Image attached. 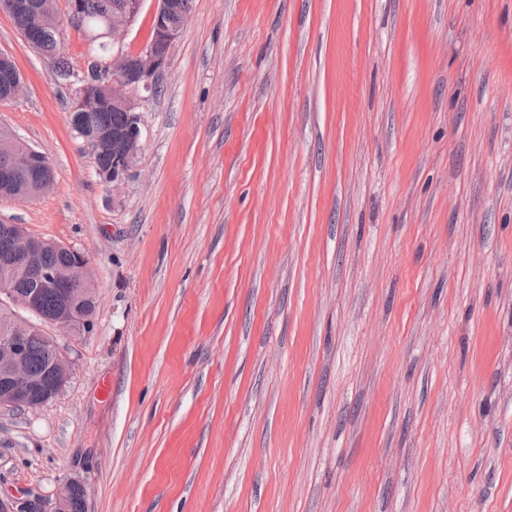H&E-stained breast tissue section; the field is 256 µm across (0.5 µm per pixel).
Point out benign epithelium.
<instances>
[{"instance_id": "benign-epithelium-1", "label": "benign epithelium", "mask_w": 512, "mask_h": 512, "mask_svg": "<svg viewBox=\"0 0 512 512\" xmlns=\"http://www.w3.org/2000/svg\"><path fill=\"white\" fill-rule=\"evenodd\" d=\"M153 36L139 51L124 50L123 41L140 13L144 0L136 7L116 5L107 22L105 37L110 39L111 52L104 58L89 55L99 68L100 87L108 92L112 106L129 113V124L117 135H112V172L103 175L107 183H118L137 164L142 150V102L153 96L156 79L166 67L174 42L180 30L170 22L179 10L178 0H154ZM56 0H40L32 9L26 0H0V11L12 16L34 11L54 13ZM74 87L75 100L83 112L96 105L94 93L87 84ZM145 93L135 100L130 91ZM0 196H9L11 176L16 171L35 169L49 164L47 157L19 142L14 135L0 143ZM0 310L10 318L9 328L0 334V407H24L37 410L52 401L63 389L71 373V362L66 354L53 346V356L41 371L30 367L27 360V340L43 332V325L51 324L69 332L87 328V317L81 312L79 299L68 300L53 316H45L39 307L45 288H60L66 292L77 284L93 285L91 262L84 253L65 244L31 235L24 225L0 220ZM64 252L63 262L42 266L41 254L46 250ZM84 484L71 479L61 485L54 499L34 496L24 500L21 512H67L76 490Z\"/></svg>"}]
</instances>
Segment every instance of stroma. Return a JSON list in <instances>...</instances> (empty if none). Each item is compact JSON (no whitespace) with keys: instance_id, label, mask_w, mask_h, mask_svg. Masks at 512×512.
Returning a JSON list of instances; mask_svg holds the SVG:
<instances>
[{"instance_id":"obj_1","label":"stroma","mask_w":512,"mask_h":512,"mask_svg":"<svg viewBox=\"0 0 512 512\" xmlns=\"http://www.w3.org/2000/svg\"><path fill=\"white\" fill-rule=\"evenodd\" d=\"M0 128L54 183L0 217L91 261L0 512H512V0H193L115 185L0 12ZM77 489H83L86 491L84 484L80 480L71 479L59 487L53 500H48L40 496H34L32 498L25 499L20 504L17 511L25 510L27 512H66L69 507L68 512H85L86 502L83 494L77 492L74 495Z\"/></svg>"}]
</instances>
